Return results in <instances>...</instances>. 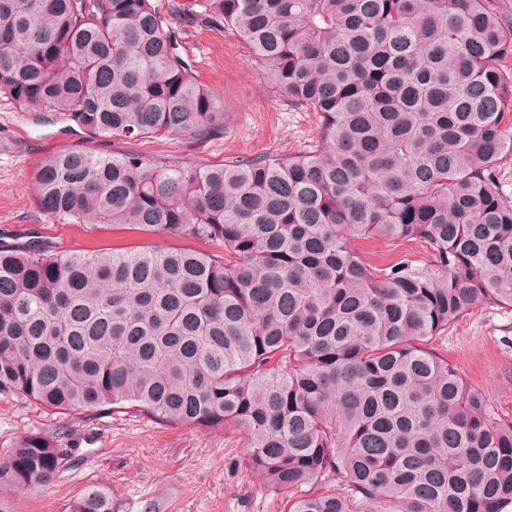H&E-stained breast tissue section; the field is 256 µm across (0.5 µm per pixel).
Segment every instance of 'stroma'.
<instances>
[{"label": "stroma", "instance_id": "obj_1", "mask_svg": "<svg viewBox=\"0 0 512 512\" xmlns=\"http://www.w3.org/2000/svg\"><path fill=\"white\" fill-rule=\"evenodd\" d=\"M183 55L198 80L217 97L222 135L202 144L183 136L86 140L56 125L38 126L0 96V234L37 232L57 249L126 248L150 235L124 229L86 231L50 220L36 200L34 174L46 156L88 149L128 152L165 165L233 157L282 158L302 151L319 134L317 113L288 103L273 79L253 62L233 31L177 23ZM355 247L377 267L400 259L430 262L424 244L358 239ZM434 347L477 390L496 417L512 422V307L480 305L452 325ZM41 434L75 454L48 488L5 491L12 512H72L88 488L104 489L112 512H287L283 496L264 487L249 463L247 436L234 424L202 431L168 424L134 408L63 414L25 398L0 393V460L22 436Z\"/></svg>", "mask_w": 512, "mask_h": 512}]
</instances>
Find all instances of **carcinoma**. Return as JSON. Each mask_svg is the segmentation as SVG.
I'll return each instance as SVG.
<instances>
[{"label": "carcinoma", "instance_id": "carcinoma-1", "mask_svg": "<svg viewBox=\"0 0 512 512\" xmlns=\"http://www.w3.org/2000/svg\"><path fill=\"white\" fill-rule=\"evenodd\" d=\"M171 14L235 31L288 102L318 114L320 139L215 165L44 158L50 219L221 251L0 242V392L232 422L289 512H501L512 422L431 343L479 305L512 307L497 173L512 154V28L486 0H201ZM1 95L89 140L224 131L151 0H0ZM370 236L424 242L433 261L377 268L350 244ZM69 462L25 435L0 487L47 488ZM74 512H112L107 493L88 489Z\"/></svg>", "mask_w": 512, "mask_h": 512}]
</instances>
